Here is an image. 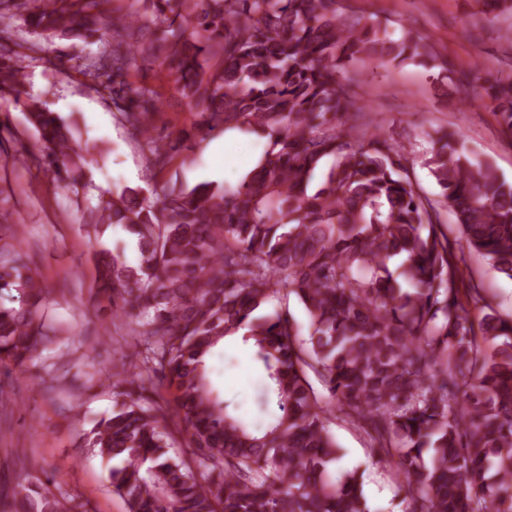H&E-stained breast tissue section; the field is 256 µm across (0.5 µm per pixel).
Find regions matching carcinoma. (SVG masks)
<instances>
[{
	"mask_svg": "<svg viewBox=\"0 0 512 512\" xmlns=\"http://www.w3.org/2000/svg\"><path fill=\"white\" fill-rule=\"evenodd\" d=\"M134 2L144 11L110 16L108 0H0V34L23 21L15 48L0 43V92L24 105L56 187L76 190L98 145L25 95L27 51L40 39L96 46L78 72L110 96L136 61L127 39L149 35L145 60L167 67L205 127H245L269 146L235 186L172 183L155 200L124 186L90 209L99 294L115 312L147 317L137 379L112 366L121 402L86 433L109 491L127 512H369L362 474L331 473L335 418L383 453L407 512H512V317L464 273L477 254L512 280V183L450 132L428 149L440 188L428 198L405 148L363 122L353 90L366 69L437 61L433 46L410 31L393 39L339 0ZM212 58L221 64L207 71ZM483 73L473 63L453 92L466 98L484 81L512 132V76ZM124 88L121 119L162 169L171 153L146 125L158 93ZM112 232L135 244L136 264L102 243ZM283 290L307 334L289 312H265ZM49 305L22 247L1 237L0 370L24 371L52 349ZM239 333L261 376L262 424L210 380L209 358ZM172 419L189 437L181 453ZM0 506L84 508L41 482L18 484Z\"/></svg>",
	"mask_w": 512,
	"mask_h": 512,
	"instance_id": "1",
	"label": "carcinoma"
}]
</instances>
